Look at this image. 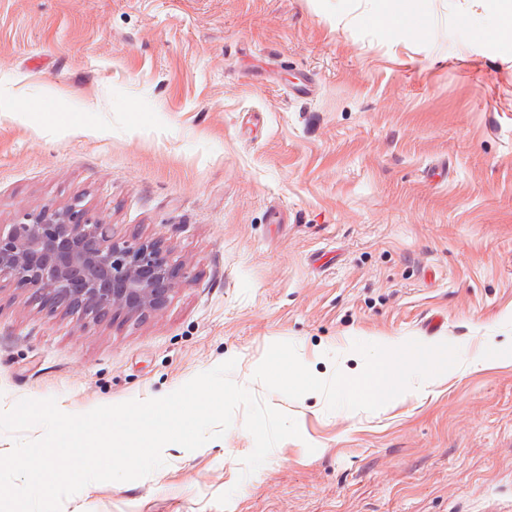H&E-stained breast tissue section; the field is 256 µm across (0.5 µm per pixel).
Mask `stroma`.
<instances>
[{"mask_svg":"<svg viewBox=\"0 0 512 512\" xmlns=\"http://www.w3.org/2000/svg\"><path fill=\"white\" fill-rule=\"evenodd\" d=\"M502 0H0V225L80 198L191 282L80 326L0 291V412L162 397L235 360L292 416L62 512H480L512 501V31ZM433 318L442 328L427 334ZM434 385L376 406L374 340ZM483 363H473L475 355ZM231 492L228 507L217 498Z\"/></svg>","mask_w":512,"mask_h":512,"instance_id":"1","label":"stroma"}]
</instances>
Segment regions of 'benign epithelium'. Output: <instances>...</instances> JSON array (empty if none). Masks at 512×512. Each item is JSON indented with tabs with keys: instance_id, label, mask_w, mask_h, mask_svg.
Segmentation results:
<instances>
[{
	"instance_id": "1",
	"label": "benign epithelium",
	"mask_w": 512,
	"mask_h": 512,
	"mask_svg": "<svg viewBox=\"0 0 512 512\" xmlns=\"http://www.w3.org/2000/svg\"><path fill=\"white\" fill-rule=\"evenodd\" d=\"M188 280L162 241L115 239L112 224L79 198L0 225V287L27 292L78 324L150 316Z\"/></svg>"
}]
</instances>
